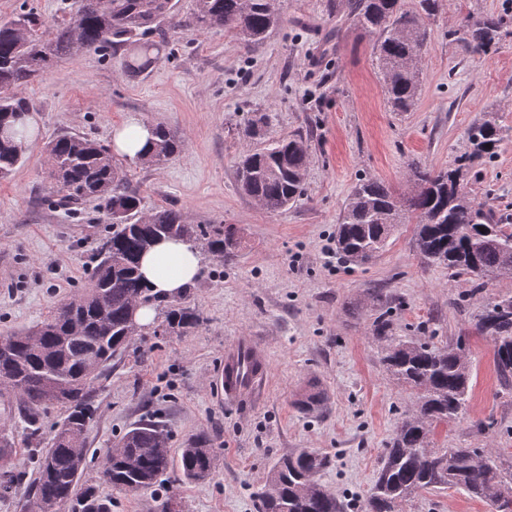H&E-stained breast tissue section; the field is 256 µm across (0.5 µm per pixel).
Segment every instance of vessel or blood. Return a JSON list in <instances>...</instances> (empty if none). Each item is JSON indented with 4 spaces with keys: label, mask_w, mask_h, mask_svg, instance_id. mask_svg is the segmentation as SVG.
<instances>
[{
    "label": "vessel or blood",
    "mask_w": 512,
    "mask_h": 512,
    "mask_svg": "<svg viewBox=\"0 0 512 512\" xmlns=\"http://www.w3.org/2000/svg\"><path fill=\"white\" fill-rule=\"evenodd\" d=\"M265 380L264 355L250 338H240L225 350L224 369L219 380L225 399H253Z\"/></svg>",
    "instance_id": "vessel-or-blood-1"
}]
</instances>
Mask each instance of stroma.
Wrapping results in <instances>:
<instances>
[{"mask_svg":"<svg viewBox=\"0 0 512 512\" xmlns=\"http://www.w3.org/2000/svg\"><path fill=\"white\" fill-rule=\"evenodd\" d=\"M175 2L162 23L166 38L153 41L149 72L127 73L131 48L91 50L54 61L23 88L37 136L23 163L0 180V332L32 328L77 295L112 232L98 201L73 211L50 197L45 145L57 135L77 133L107 146L128 120L166 126L184 141L173 160L149 166L114 159L142 211L174 207L187 223L229 227L241 240L231 261L201 254L200 274L183 296L200 314L199 326L176 335L155 315L110 362L82 483L111 499L112 512H261L258 495L275 461L310 448L328 460L319 481L346 512H361L394 427L416 400L389 376L371 335L374 292L397 304L393 335L461 342L472 362L469 407L435 429L434 447L512 454V384L499 378L491 344L474 329L485 301L512 294V279L471 295L467 277L423 262L410 223L397 225L385 249L364 264L343 258L335 240L343 203L361 176L401 193L409 161L454 166L469 148V127L485 113L512 127V36L483 56L453 35L471 12L512 21V0H442L424 21L420 95L409 112L388 107L347 0H278L281 26L253 50L223 29L186 27L194 0ZM256 112L267 115L273 135L301 137L309 155L305 196L275 213L237 188L236 161L248 147L239 129ZM466 188L512 225V137L470 171ZM456 298L461 306H453ZM241 336L266 353L268 383L257 402L226 401L218 385L224 350ZM314 388L323 392L324 408L307 415L295 401ZM147 419L167 435L172 479L138 492L114 489L102 476L104 453ZM0 432L13 440L16 474L33 479L25 423L0 408ZM200 433L212 440L214 467L205 480L180 479V450ZM401 512L495 509L447 489L420 492Z\"/></svg>","mask_w":512,"mask_h":512,"instance_id":"stroma-1","label":"stroma"}]
</instances>
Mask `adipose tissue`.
Wrapping results in <instances>:
<instances>
[{"instance_id":"1","label":"adipose tissue","mask_w":512,"mask_h":512,"mask_svg":"<svg viewBox=\"0 0 512 512\" xmlns=\"http://www.w3.org/2000/svg\"><path fill=\"white\" fill-rule=\"evenodd\" d=\"M200 265L199 253L190 243L164 240L144 255L141 273L153 291L176 296L193 283Z\"/></svg>"}]
</instances>
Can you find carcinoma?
Wrapping results in <instances>:
<instances>
[{
  "mask_svg": "<svg viewBox=\"0 0 512 512\" xmlns=\"http://www.w3.org/2000/svg\"><path fill=\"white\" fill-rule=\"evenodd\" d=\"M174 0H77L69 21L48 28L34 11L0 19V179L25 159V122L29 105L20 96L54 60L85 50L103 51L140 45L126 63L131 73L152 64L149 46L140 44L173 12ZM439 0H350L353 25L370 39L372 54L394 112H409L419 95L418 63L428 34L421 17L432 16ZM280 24L276 0H195L186 26L198 31L222 27L247 48L263 44ZM467 50L479 55L497 51L512 35L500 16L479 13L456 31ZM266 116L248 121L242 135L266 136ZM153 148L145 162L164 164L183 148L170 129L153 127ZM470 150L455 166L433 170L418 162L407 167L410 192L398 194L381 179L364 177L352 187L336 232L338 251L364 263L384 250L394 228L415 223L414 246L421 259L454 275L479 278L471 294L482 292L484 277L512 278V231L477 204L464 184L467 174L492 158L504 141L492 116L467 132ZM54 193L65 203L101 201L112 215V236L103 243L89 286L58 303L36 326L0 333V401L17 402L38 444V476L24 497L34 512H112V504L91 486H79L86 461V439L96 418L97 382L112 358L132 339L127 316L132 304L162 307L168 328L184 332L200 317L179 296L154 294L140 277V259L152 244L166 238L199 239L197 226L181 211L159 208L141 215V200L112 162L107 148L77 134H65L45 148ZM308 153L301 138L279 137L243 155L237 166L239 191L268 211H279L305 195ZM210 252L235 256L240 241L229 228H213L206 237ZM475 330L488 338L500 379L512 381V295L487 304ZM372 335L384 344L387 371L417 392L416 406L398 422L382 465L369 488L362 512H398L421 490L459 489L469 497L512 512V456L490 448H434L430 436L441 424L467 409L472 364L461 345L437 346L420 338L391 335L390 320L379 313ZM324 397L315 391L297 402L310 413ZM56 404L65 416L41 448L40 409ZM13 442L0 434V496L18 492L20 480L11 461ZM215 454L210 439L198 435L181 449L180 472L188 481L207 478ZM167 436L156 424H139L123 434L103 457L106 481L125 490L147 489L169 474ZM326 459L302 448L279 458L271 469L269 490L260 493L262 512H345L343 503L317 479Z\"/></svg>",
  "mask_w": 512,
  "mask_h": 512,
  "instance_id": "carcinoma-1",
  "label": "carcinoma"
}]
</instances>
